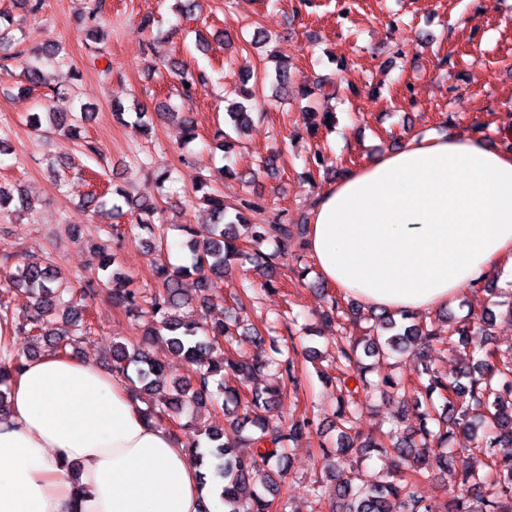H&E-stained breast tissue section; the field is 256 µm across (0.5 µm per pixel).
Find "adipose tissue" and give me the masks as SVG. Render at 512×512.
I'll list each match as a JSON object with an SVG mask.
<instances>
[{
  "mask_svg": "<svg viewBox=\"0 0 512 512\" xmlns=\"http://www.w3.org/2000/svg\"><path fill=\"white\" fill-rule=\"evenodd\" d=\"M320 277L377 309L431 312L512 269V151L410 136L342 173L306 238ZM0 422V512H224L183 443L126 380L48 352L25 360Z\"/></svg>",
  "mask_w": 512,
  "mask_h": 512,
  "instance_id": "obj_1",
  "label": "adipose tissue"
}]
</instances>
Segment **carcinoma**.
Returning <instances> with one entry per match:
<instances>
[{
    "mask_svg": "<svg viewBox=\"0 0 512 512\" xmlns=\"http://www.w3.org/2000/svg\"><path fill=\"white\" fill-rule=\"evenodd\" d=\"M103 9L104 0H89L83 20L87 36L96 42ZM18 44L12 19L0 16V61L18 63L29 89L45 86L42 66L56 60L62 52L61 44L46 40L31 48L29 56L23 50H15ZM166 69L178 81L180 94L187 100L208 81L206 72L186 69L175 61L167 62ZM292 88L294 81L288 65H279L276 93L286 95ZM234 94L240 100L232 101L225 112V122L231 131L216 133V138H224L227 150L232 145V135H241L252 120L248 102L253 99V90L243 84ZM43 98L44 112H36L29 119L32 128L77 135L79 126L89 118V108L83 105L77 111L71 102L64 108L58 106L60 94L54 89L43 94ZM176 116L182 141L194 140V117L186 112ZM191 182L195 202L206 205L213 216V221L201 230L189 224L176 227L164 223L155 203L135 198L118 186L92 192L82 202V207L95 218L129 215L130 229L138 228L148 234L142 244L157 255L152 265L154 285L115 270L106 283L89 281L77 289L71 287L55 257H25L15 270L0 273V325L31 333L36 347L47 342L53 350L66 352L91 337L90 310L102 291L113 306L147 315L143 330L146 344L113 345L112 372L126 378L146 401L150 418L159 423L172 420L181 430L189 426L182 422V417L207 403L218 405L226 415L233 409L241 411L242 416L229 420V424L241 431L250 426L256 432L241 435L231 443L225 440L224 429L214 428L206 432L207 451L202 452L194 445L188 452L199 467L204 464V456L211 458L216 476L224 481V512H271L273 500L269 495L278 491L290 444L313 427V420L306 416L294 419L285 430L270 425L271 412L284 389L295 383L299 375L294 322L288 318L281 321L288 339L274 348L272 355L249 359L240 351L242 344L261 345L265 340L263 332L275 327L266 324L262 330L254 325L244 328L237 321L225 319L208 325L186 310L203 309L208 293L224 284V271L243 261L253 265L265 280V287H273L280 257L301 238L302 227L280 221L256 224L252 217L263 211L259 203L244 198L230 208L224 205V195L209 179L195 175ZM10 204L20 211L28 210L31 199L20 187L0 186V210ZM174 227L186 236L184 247L189 253L188 262L179 266L162 261L168 232ZM113 230L112 223L106 229L96 227V234L104 235L96 249L105 269L116 263ZM265 241L275 242L279 251L266 254L251 249ZM190 277L197 284L196 295L191 298L182 287V281ZM481 290L491 296L500 294L505 300L491 302L477 316L448 319V337H458L469 361L454 376L420 360L410 381L380 372L372 380L368 377L370 366L361 365L363 355L380 362L418 343L432 345L440 339L434 320H417L403 313L400 324L393 313L377 314L372 310L370 318L375 323L368 328L364 344L354 343L343 335L333 339L339 362L336 451L323 454V469L336 479V500L329 504L330 512H432L420 484L430 471L450 467L458 471L459 482L448 492L445 512H512V354L498 357V350L490 347L489 342L490 328L497 317L512 321V291L500 292L492 282L482 285ZM13 291L29 295V301L22 304L21 317L14 313L11 302L3 300ZM497 307L503 311L496 312ZM362 310L363 306L353 300L344 309L333 297L321 319L330 323L342 315L357 316ZM154 339L163 341L171 354L187 364L186 374L171 384V396L156 399L152 395L166 384V379L164 364L147 347ZM22 366L19 357L0 358V420L6 416V388ZM265 370L278 374L280 385L262 391L249 387L255 375ZM378 386L400 398L397 420L406 435L396 440L390 434L385 439L363 437L354 425L358 394ZM431 421L436 425L434 431L428 427ZM457 429L469 437L473 446L448 447ZM373 452L389 458L390 466L374 483L360 485L356 483L351 456L369 458Z\"/></svg>",
    "mask_w": 512,
    "mask_h": 512,
    "instance_id": "cac0c4a2",
    "label": "carcinoma"
}]
</instances>
